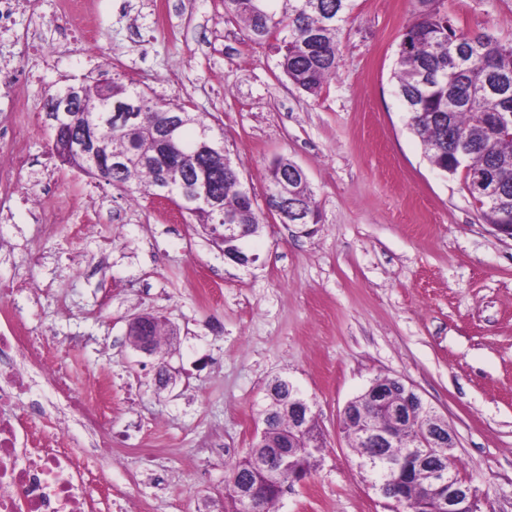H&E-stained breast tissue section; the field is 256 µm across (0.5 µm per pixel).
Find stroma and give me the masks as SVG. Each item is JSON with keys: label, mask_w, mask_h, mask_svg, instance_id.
<instances>
[{"label": "stroma", "mask_w": 512, "mask_h": 512, "mask_svg": "<svg viewBox=\"0 0 512 512\" xmlns=\"http://www.w3.org/2000/svg\"><path fill=\"white\" fill-rule=\"evenodd\" d=\"M100 50L23 53L50 32L54 0H19L0 59L25 83L29 164L0 214V282H25L9 307L70 367L75 393L112 390V458L92 483L99 512H224L225 478L262 429L268 383L314 404L326 446L276 512H394L342 428L345 406L382 377L412 386L457 435L461 475L486 512H512V239L484 223L464 185L427 160L395 93L400 36L416 0H355L340 66L318 96L281 75L271 41H250L224 0H86ZM462 32L512 39V0H444ZM109 70L204 112L263 211L247 267L170 201L104 180L72 181L43 123L58 87ZM304 171L321 221L266 214L271 163ZM74 221L45 230L41 209ZM142 313L173 329L148 355L128 337ZM169 364L176 380L159 388Z\"/></svg>", "instance_id": "35a3bbf8"}]
</instances>
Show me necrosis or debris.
Here are the masks:
<instances>
[{
  "mask_svg": "<svg viewBox=\"0 0 512 512\" xmlns=\"http://www.w3.org/2000/svg\"><path fill=\"white\" fill-rule=\"evenodd\" d=\"M23 344L0 333V410L15 405L20 395L49 385L53 395L26 406L22 418L0 413V512H89L86 487L92 481L90 460L112 455L107 438L109 419L102 394H72L61 377V362L38 361L34 375L21 372ZM63 399L73 421L87 435L84 447L70 444L41 447L23 439V432L50 418L56 399Z\"/></svg>",
  "mask_w": 512,
  "mask_h": 512,
  "instance_id": "obj_1",
  "label": "necrosis or debris"
}]
</instances>
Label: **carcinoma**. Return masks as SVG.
<instances>
[{"mask_svg": "<svg viewBox=\"0 0 512 512\" xmlns=\"http://www.w3.org/2000/svg\"><path fill=\"white\" fill-rule=\"evenodd\" d=\"M353 0H225L227 10L244 24L249 38L265 40L281 35L274 49L280 55L282 75L310 95H318L325 82L339 68V32ZM424 6L418 18L406 26L399 43L393 78L396 93L408 113L410 129L424 147L425 156L437 169L454 176L463 170L459 157L468 154L479 165L499 170L504 184L512 192V132L503 129L502 117L512 114V40L503 41L491 33L467 35L457 29L442 0H418ZM99 80L85 84L84 97L77 102L79 112L71 113L67 127L70 135H80L86 115L99 106ZM109 101L121 111L136 107L137 123L106 134L102 153H124L130 164L119 170L94 164L84 158L72 166L91 177L129 193H164L189 217L224 247L230 257L239 240L215 236L217 224H234L240 240L259 233L262 221L253 207L249 189L233 165L224 140L212 139L213 149L205 154L185 153L171 161L163 160L156 149L154 131L167 112H185L187 105L159 103L135 82L110 77ZM206 170L210 174L211 193L219 197L224 214L219 216L207 206H190L181 194L182 181ZM285 188L292 195L295 209L308 224L320 221L307 178L288 159L276 160L270 169L268 195ZM481 217L487 224L505 223L499 207L478 196ZM293 387L274 379L268 385L267 402L262 413L264 432L240 461L233 464L225 480V495L232 504L230 512H242L232 495L230 481L235 476H252L263 484V491L250 512H271L279 501L280 487L290 478L312 475L325 447L323 433L314 416H309L308 450L293 456L273 480L267 478L260 461L275 449L293 428L288 414V396ZM411 508L405 512H432L433 502L427 478L422 477L408 492Z\"/></svg>", "mask_w": 512, "mask_h": 512, "instance_id": "carcinoma-1", "label": "carcinoma"}]
</instances>
